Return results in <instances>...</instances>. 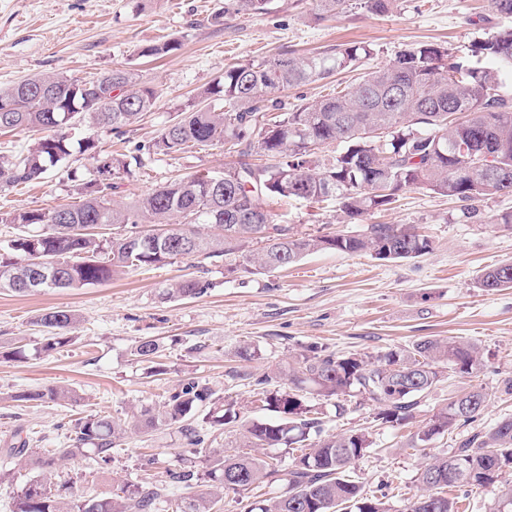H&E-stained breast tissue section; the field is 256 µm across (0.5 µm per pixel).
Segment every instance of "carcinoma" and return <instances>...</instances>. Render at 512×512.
<instances>
[{
    "instance_id": "1",
    "label": "carcinoma",
    "mask_w": 512,
    "mask_h": 512,
    "mask_svg": "<svg viewBox=\"0 0 512 512\" xmlns=\"http://www.w3.org/2000/svg\"><path fill=\"white\" fill-rule=\"evenodd\" d=\"M277 0H228L224 11L252 16L272 10ZM318 15L337 17L356 7L385 13L397 0H315ZM181 46L171 39L150 44L142 57H159ZM376 56L365 43H345L313 55H281L224 68L222 77L200 92L198 100L165 127L154 148L168 155L189 148L221 143L240 161L217 178L197 174L166 184L131 204L111 198L112 183L87 182L84 199L75 206L1 212V224H15L19 233L6 251L18 259L0 260V290L17 294L81 288L102 283L129 269L156 266L178 258H234L235 268L253 274L275 270L306 255L335 250L370 251L378 260H404L425 255L431 242L402 224H370L362 235H296L275 224L259 200L281 196L317 203L340 200L346 216L354 218L396 203L403 192L422 188L435 194L473 202L494 195H512V98L502 92L512 81V28L472 46L456 58L448 50L420 43L400 51L393 60L364 72L336 94L301 101L292 111L280 94L342 72H352ZM157 92L137 82L126 68H115L90 81L42 75L0 87V130H43L47 135L27 153L0 160V185L29 184L45 177L73 151L97 156L104 176L127 171L128 165L98 150L95 137L72 141L63 129L66 115L94 128L118 131L152 110ZM278 110V120L267 114ZM387 132L384 145L373 132ZM342 146L322 160L326 144ZM272 163L245 161L252 152ZM122 225L125 233L106 237L104 227ZM261 244L249 249L252 242ZM478 286L485 291L512 288V261L484 271ZM205 291L195 279L162 290L166 299L196 297ZM76 322L70 310H49L35 324L42 327L46 352L72 341L67 330ZM157 340L136 341L134 355L151 361ZM478 344L455 337H427L408 348H395L377 361L357 354L338 356L311 345L288 367L254 383V395L273 420H240L233 406L221 415L206 414L210 426H240L241 450L225 454L214 466L196 473L173 472L180 481L196 479L206 490L189 497H167L158 481L124 484L115 493L82 499L73 493L72 479L53 481L57 458L29 447L28 439L10 449L38 474L20 487L13 512H155L167 499L172 512H217L228 490L280 480L282 460L257 450L298 451L288 466L287 491L250 507L248 512H391V505L365 490L351 467L372 448L368 432L350 430L316 441L318 426L309 417L305 394L323 397L357 395L379 405L376 417L387 423L412 417L417 398L428 393L448 370L475 378L485 369ZM279 387L271 390L272 380ZM22 401H71L72 391L50 387L14 396ZM484 388L472 386L452 397L409 443L421 448L433 437L451 433L481 415ZM212 403L209 388L187 384L163 407L142 406L122 419L105 413L76 420L72 454L85 451L97 464L112 462V450L129 431L149 433L160 426L177 429L187 439V458L205 457V435L189 424L200 407ZM512 417L479 431L447 452L432 456L419 468V493L406 512H463L455 488L493 494L489 512H512Z\"/></svg>"
}]
</instances>
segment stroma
<instances>
[{
    "label": "stroma",
    "mask_w": 512,
    "mask_h": 512,
    "mask_svg": "<svg viewBox=\"0 0 512 512\" xmlns=\"http://www.w3.org/2000/svg\"><path fill=\"white\" fill-rule=\"evenodd\" d=\"M224 0H0V84L35 75L98 78L125 67L157 91L151 112L122 132L69 129L78 140L92 135L113 156L129 160V173L113 178L112 197L128 203L155 188L206 170L223 172L234 160L223 145L209 144L179 154L154 152L152 145L197 93L225 66L288 53L323 52L341 43L365 42L378 63L418 43H434L463 56L475 42L512 26L490 0H400L384 14L363 9L326 20L314 18V0H279L271 13L227 15ZM171 38L179 50L160 60L140 57V47ZM98 162L75 153L50 169L40 182L0 187V212L75 205ZM262 206L276 223L298 235H357L371 224H405L430 239L433 249L413 260L383 261L370 253L319 251L300 262L257 274L233 272L227 260L180 258L143 267L108 282L27 295L0 291V466L16 434L55 455L59 475L75 480V493L92 498L128 482L163 480L170 495L201 493L202 484L168 479L186 440L161 428L129 434L115 449L112 464L100 468L88 457H64L75 420L95 413L126 417L130 407L159 406L190 381L209 387L213 399L234 405L248 418L270 411L252 401L256 378L287 367L305 346L317 344L339 355L377 356L430 336H454L478 343L487 367L475 382L488 404L474 421L434 437L414 450L411 436L425 428L439 408L466 387L444 375L420 397L412 419L377 420L374 403L336 402L313 395L325 432L361 429L374 444L353 472L366 489L386 496L403 512L418 489L416 473L427 456L456 447L478 431L512 416V288L486 292L478 275L512 261V227L495 223L512 211V195H495L466 211L462 202L426 189L404 192L391 209L346 217L338 201L309 203L268 197ZM185 279L205 283L204 294L184 300L161 298L162 288ZM68 309L77 317L70 344L41 351L36 317ZM157 339L161 373L136 359L135 341ZM258 351L252 361L237 357L240 344ZM22 350L5 360L4 352ZM68 387L75 404L21 402L15 393Z\"/></svg>",
    "instance_id": "obj_1"
}]
</instances>
